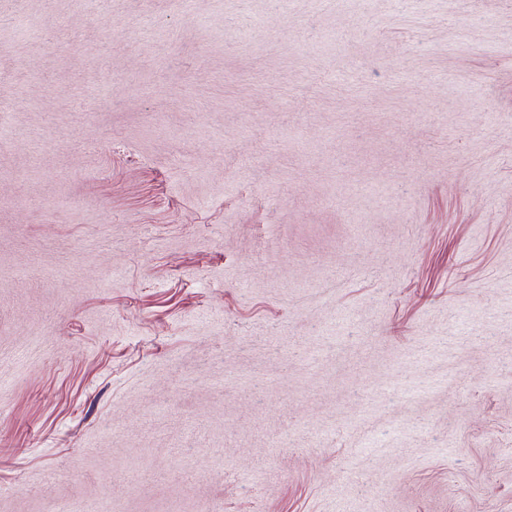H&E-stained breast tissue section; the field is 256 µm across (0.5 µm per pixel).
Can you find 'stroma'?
<instances>
[{"label": "stroma", "instance_id": "stroma-1", "mask_svg": "<svg viewBox=\"0 0 512 512\" xmlns=\"http://www.w3.org/2000/svg\"><path fill=\"white\" fill-rule=\"evenodd\" d=\"M0 106V512H512V0H0Z\"/></svg>", "mask_w": 512, "mask_h": 512}]
</instances>
